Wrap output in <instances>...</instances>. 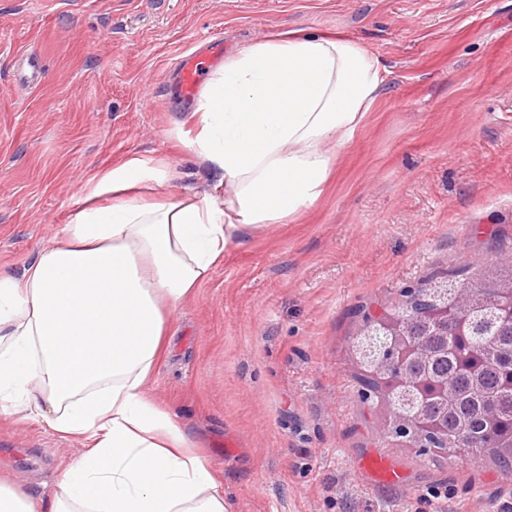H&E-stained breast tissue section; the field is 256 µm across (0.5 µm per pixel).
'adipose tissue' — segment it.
Segmentation results:
<instances>
[{
	"label": "adipose tissue",
	"instance_id": "adipose-tissue-1",
	"mask_svg": "<svg viewBox=\"0 0 512 512\" xmlns=\"http://www.w3.org/2000/svg\"><path fill=\"white\" fill-rule=\"evenodd\" d=\"M383 84L355 41L267 39L203 87L194 154L218 190L148 202L166 173L131 159L104 174L21 275L0 274V416L39 418L84 452L45 501L0 480V512H226L221 474L148 395L165 322L242 231L323 193Z\"/></svg>",
	"mask_w": 512,
	"mask_h": 512
}]
</instances>
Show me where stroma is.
<instances>
[{
	"mask_svg": "<svg viewBox=\"0 0 512 512\" xmlns=\"http://www.w3.org/2000/svg\"><path fill=\"white\" fill-rule=\"evenodd\" d=\"M299 32L356 41L385 82L323 195L232 243L171 315L150 395L223 473L228 512H512L489 457L388 438L355 351L404 292L512 261V0H0V273L123 160L162 165L170 194L215 184L185 145L182 56L209 77ZM80 454L0 416V475L23 489L53 496Z\"/></svg>",
	"mask_w": 512,
	"mask_h": 512,
	"instance_id": "obj_1",
	"label": "stroma"
}]
</instances>
